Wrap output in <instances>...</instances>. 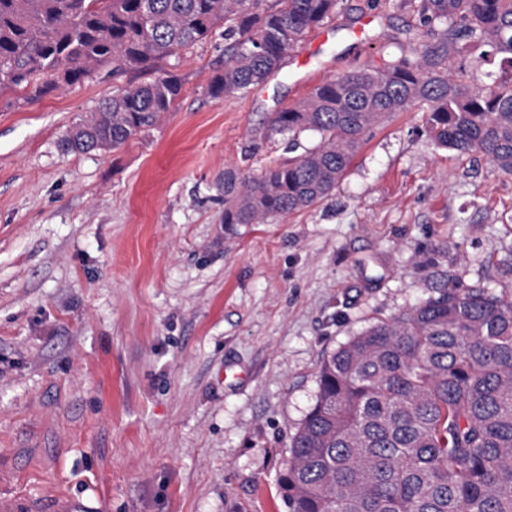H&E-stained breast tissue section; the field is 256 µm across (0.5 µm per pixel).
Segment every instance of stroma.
Here are the masks:
<instances>
[{"mask_svg": "<svg viewBox=\"0 0 512 512\" xmlns=\"http://www.w3.org/2000/svg\"><path fill=\"white\" fill-rule=\"evenodd\" d=\"M423 38L412 0H343L264 84L215 100L216 34L162 62L180 99L110 151L59 142L154 71L0 95V488L16 512H287L278 477L325 356L435 288L512 300V174L436 147L415 107L315 206L224 225L225 167L299 156L272 113Z\"/></svg>", "mask_w": 512, "mask_h": 512, "instance_id": "1", "label": "stroma"}]
</instances>
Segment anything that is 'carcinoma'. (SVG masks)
<instances>
[{
    "instance_id": "carcinoma-1",
    "label": "carcinoma",
    "mask_w": 512,
    "mask_h": 512,
    "mask_svg": "<svg viewBox=\"0 0 512 512\" xmlns=\"http://www.w3.org/2000/svg\"><path fill=\"white\" fill-rule=\"evenodd\" d=\"M340 0H0V93L27 99L106 69H152L210 39L232 40L214 99L244 95L279 70ZM428 40L315 86L271 130L296 160L224 169V224L308 209L342 180L372 128L413 106L439 148L480 153L512 174V0H418ZM505 65L467 86L454 59ZM172 72L116 89L62 140L67 153L115 150L172 111ZM288 512H512V301L485 285L435 294L371 325L323 358L314 403L279 476Z\"/></svg>"
}]
</instances>
